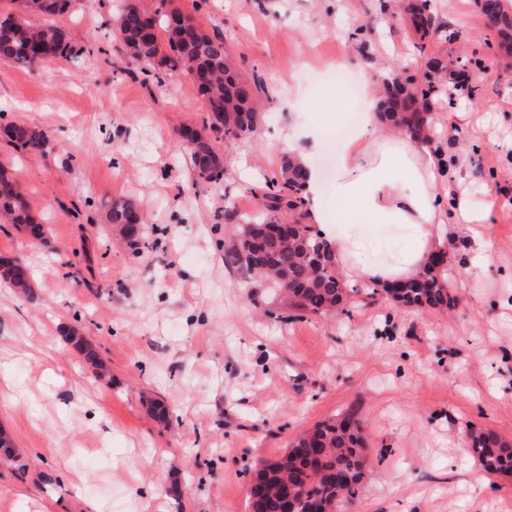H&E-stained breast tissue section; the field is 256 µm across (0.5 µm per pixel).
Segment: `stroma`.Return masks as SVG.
Masks as SVG:
<instances>
[{"label": "stroma", "instance_id": "35a3bbf8", "mask_svg": "<svg viewBox=\"0 0 512 512\" xmlns=\"http://www.w3.org/2000/svg\"><path fill=\"white\" fill-rule=\"evenodd\" d=\"M410 0H138L223 36L244 78L266 86L258 130L223 150L221 184L194 181L179 132L201 127L190 76L129 70L117 0H75L56 23L83 48L26 70L0 64V119L35 125L49 157L0 139L45 237L0 224V255L24 257L41 296L0 284V429L22 469L0 466V512H246L260 460L348 406L366 418L369 458L351 512H512V475L487 476L463 444L467 425L512 438V39L481 0H427V37L390 22ZM457 40H449L451 31ZM347 57L354 111L383 71L427 85L436 146L454 194L488 208L483 261L467 233L446 248L456 307L424 313L350 294L330 317L291 314L251 291L219 247L223 208L255 215L254 188L277 177L296 113L336 86ZM488 72L483 82L475 76ZM246 159L245 171L234 167ZM138 201L150 246L118 241L103 203ZM78 328L109 378L64 340Z\"/></svg>", "mask_w": 512, "mask_h": 512}]
</instances>
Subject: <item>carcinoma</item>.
Wrapping results in <instances>:
<instances>
[{
    "label": "carcinoma",
    "mask_w": 512,
    "mask_h": 512,
    "mask_svg": "<svg viewBox=\"0 0 512 512\" xmlns=\"http://www.w3.org/2000/svg\"><path fill=\"white\" fill-rule=\"evenodd\" d=\"M48 21L34 25L10 14L0 15V64L17 68H34L42 62L62 58L72 62L84 51L72 44L65 32L49 19L67 13L73 0H23ZM482 12L486 25L504 37L512 35V8L505 0H483ZM166 33V44L158 39V30ZM126 51L133 62L148 64L159 60L170 70H186L196 80L204 96L202 128L186 145L192 171L207 183H218L224 177V157L218 149L226 143L241 140L258 129L262 113L257 99L264 86L261 79L250 83L251 92L241 89L247 84L235 70L231 53L224 38L210 36L182 14L164 16L150 13L137 3L126 5L116 26ZM448 80L398 100L390 95V84L384 86L381 118L389 126L417 137L425 131L418 114L430 108L431 92L443 91ZM12 134L7 137L15 148L36 156L51 150L50 139L36 126L8 124ZM302 166L295 159L283 157L279 177L271 181L260 198L266 211L261 218L243 217L233 210H224V224L230 229L224 244V264L236 270L254 288L269 286L279 289L300 316L327 317L342 308L355 288L348 286L332 264L317 271L312 258L325 251L309 224H298L287 237L265 231L278 223V216L295 211L303 205ZM139 204L133 200H117L108 205L107 223L118 230L133 256L149 246L148 228L141 224L138 237L126 235L125 226L133 219ZM0 220L21 224L28 234L40 239L43 225L30 215L25 191L4 165H0ZM425 283L414 282L410 288L394 292L392 300L404 307L418 310L444 311L455 306L445 276V270L424 272ZM0 277L21 289L31 303L41 300L31 283V272L18 256L0 258ZM66 341L73 344L85 358L99 365L91 345L84 344L79 332L68 329ZM361 418L356 408H346L339 415L315 424L298 434L283 455L261 461L247 494L248 512H288L290 501L315 503L317 512H343L356 503L362 492L366 438L362 433H350L344 420ZM469 454L486 475L512 474V439L484 428L472 427L468 433Z\"/></svg>",
    "instance_id": "cac0c4a2"
}]
</instances>
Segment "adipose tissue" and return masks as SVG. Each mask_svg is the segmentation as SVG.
<instances>
[{"mask_svg": "<svg viewBox=\"0 0 512 512\" xmlns=\"http://www.w3.org/2000/svg\"><path fill=\"white\" fill-rule=\"evenodd\" d=\"M334 91L312 103L307 135L332 157L336 211L317 200L322 172L310 153L299 154L305 173L304 213L345 281L390 288L421 277L448 243V216L470 225L481 255L490 243L467 199H450L454 173L431 136L412 139L388 132L378 112H339Z\"/></svg>", "mask_w": 512, "mask_h": 512, "instance_id": "adipose-tissue-1", "label": "adipose tissue"}]
</instances>
